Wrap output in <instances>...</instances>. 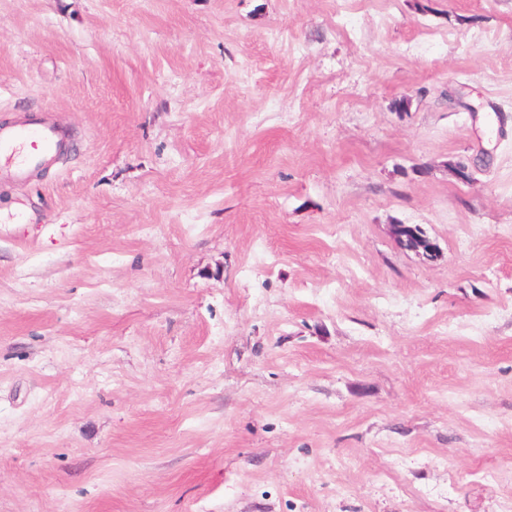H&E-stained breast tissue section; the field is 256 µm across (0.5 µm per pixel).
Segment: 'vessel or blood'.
Wrapping results in <instances>:
<instances>
[{
  "label": "vessel or blood",
  "mask_w": 512,
  "mask_h": 512,
  "mask_svg": "<svg viewBox=\"0 0 512 512\" xmlns=\"http://www.w3.org/2000/svg\"><path fill=\"white\" fill-rule=\"evenodd\" d=\"M69 145L65 126L46 117L29 125L0 122V181L28 180L30 174Z\"/></svg>",
  "instance_id": "1"
}]
</instances>
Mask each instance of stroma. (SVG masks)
Returning a JSON list of instances; mask_svg holds the SVG:
<instances>
[{
	"label": "stroma",
	"instance_id": "obj_1",
	"mask_svg": "<svg viewBox=\"0 0 512 512\" xmlns=\"http://www.w3.org/2000/svg\"><path fill=\"white\" fill-rule=\"evenodd\" d=\"M33 112L0 512H512V0H0Z\"/></svg>",
	"mask_w": 512,
	"mask_h": 512
}]
</instances>
